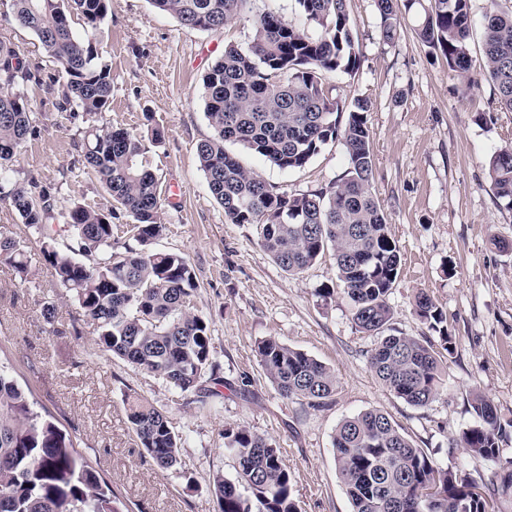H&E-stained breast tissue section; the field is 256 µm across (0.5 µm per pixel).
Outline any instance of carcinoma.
Masks as SVG:
<instances>
[{
  "instance_id": "carcinoma-1",
  "label": "carcinoma",
  "mask_w": 512,
  "mask_h": 512,
  "mask_svg": "<svg viewBox=\"0 0 512 512\" xmlns=\"http://www.w3.org/2000/svg\"><path fill=\"white\" fill-rule=\"evenodd\" d=\"M9 20L32 32L61 68L64 83L56 106L76 104L102 112L112 95L108 66L97 61L92 38L111 0H10ZM191 29L214 30L249 16L252 0H149ZM315 29L310 36L273 13L252 19L254 37L245 48L228 45L203 80L205 114L213 136L197 147L209 193L230 224H253L263 250L282 270L298 274L324 252L334 251L337 279L353 303L359 329L381 335L369 357L371 370L397 397L424 407L439 394L453 354L447 316L427 293L415 311L428 334H385L393 318L389 295L400 269L399 247L372 192L373 153L365 113L357 99L345 123L343 105L323 74H352L358 64L347 0H295ZM472 0H376L381 36L403 32L412 13L413 34L455 71L465 87L469 76ZM85 34L72 31V16ZM483 49L501 109L512 112V12L489 0L483 14ZM41 83L18 47L0 40V191L22 222L42 232L41 255L57 283L77 301L94 325L95 344L133 367L153 373L182 393L202 391L216 377L209 322L190 309L197 291L194 269L181 255L147 252L161 237L159 179L143 164L147 145L158 146L164 131L145 133L100 126L83 139L85 167L112 198L107 211L77 203L64 216L74 246L54 244L47 224L53 188L10 173L28 140L37 134L28 100L14 88ZM341 140L348 168L326 190L289 195L266 183L224 148L235 141L280 170L305 167L321 148ZM488 173L496 196L512 208V146L494 152ZM126 217L142 246L112 250V220ZM0 261L21 279L30 272L26 245L0 237ZM265 375L280 396L312 405L336 391V378L323 363L275 338L257 345ZM471 408L478 425L462 430L455 446L476 461L500 460L503 428L495 407L477 395ZM127 418L147 455L162 471L178 465L181 438L166 414L146 398L127 399ZM336 469L353 512H492L474 479L438 465L378 410L344 419L332 441ZM224 449L236 476L217 474L213 491L218 512H299L292 477L275 440L245 426L224 428ZM0 512H126L125 504L79 451L78 442L34 410L25 391L0 363Z\"/></svg>"
}]
</instances>
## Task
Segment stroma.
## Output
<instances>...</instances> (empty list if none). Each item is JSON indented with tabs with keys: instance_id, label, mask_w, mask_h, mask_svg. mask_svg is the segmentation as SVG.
Here are the masks:
<instances>
[{
	"instance_id": "35a3bbf8",
	"label": "stroma",
	"mask_w": 512,
	"mask_h": 512,
	"mask_svg": "<svg viewBox=\"0 0 512 512\" xmlns=\"http://www.w3.org/2000/svg\"><path fill=\"white\" fill-rule=\"evenodd\" d=\"M358 45L355 73L327 74L344 104L367 99L373 190L401 252L389 303L392 325L407 336L426 327L414 309L429 293L448 316L453 354L437 398L413 407L384 387L369 365L377 336L359 331L353 304L336 276L332 252L303 272H284L261 248L250 224H230L210 195L196 147L213 134L205 116L202 78L224 48L247 47L249 20L215 31L180 25L149 0H112L95 47L111 67L112 96L102 114L58 111L60 68L29 31L0 22V39L17 45L41 84L21 86L38 133L15 164L17 179L55 189V210L78 201L99 210L112 198L87 173L78 143L87 126L134 132L153 121L165 142L145 159L162 188L164 234L156 250L185 257L199 288L191 305L210 321L217 374L206 397L182 394L158 376L133 368L94 342V327L45 265L38 233L0 199V235L25 240L32 275L21 282L0 263V358L9 360L35 407L80 444L100 476L131 512H215L212 478L234 477L224 428L243 425L276 439L293 475L301 512H352L333 457L332 436L346 417L377 409L440 465L469 473L495 512H512V484L498 462L472 461L452 441L472 425L474 394L495 406L507 436L500 455L512 458V210L488 176L491 155L512 144V112L500 111L480 32L469 45L473 85L462 90L454 71L436 60L403 20L400 38L380 37L375 0H348ZM226 149L267 183L290 194L329 187L347 169L342 141L328 143L301 169L283 171L241 145ZM322 288L332 298L319 297ZM53 305L52 319L42 311ZM274 336L325 364L336 391L324 404L283 399L255 349ZM142 395L166 412L183 438L176 471L161 472L133 435L126 398Z\"/></svg>"
}]
</instances>
